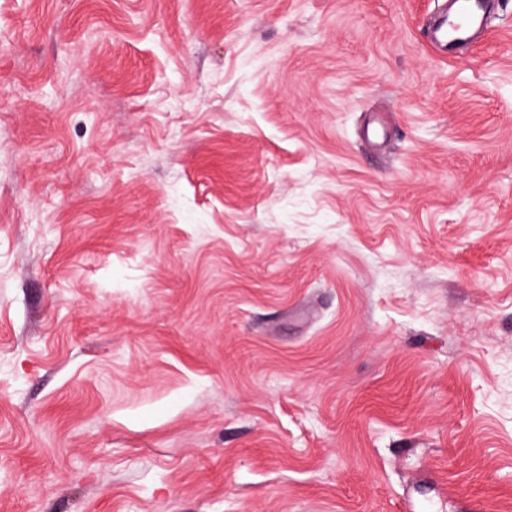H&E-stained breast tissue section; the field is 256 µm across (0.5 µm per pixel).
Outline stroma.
Segmentation results:
<instances>
[{"label":"stroma","instance_id":"stroma-1","mask_svg":"<svg viewBox=\"0 0 512 512\" xmlns=\"http://www.w3.org/2000/svg\"><path fill=\"white\" fill-rule=\"evenodd\" d=\"M507 2L0 0V512H512ZM491 0H450L443 24L430 38L444 50H456L475 42L486 26Z\"/></svg>","mask_w":512,"mask_h":512}]
</instances>
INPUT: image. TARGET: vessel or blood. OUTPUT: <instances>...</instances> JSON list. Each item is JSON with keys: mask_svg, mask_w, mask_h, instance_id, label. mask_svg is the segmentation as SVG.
<instances>
[{"mask_svg": "<svg viewBox=\"0 0 512 512\" xmlns=\"http://www.w3.org/2000/svg\"><path fill=\"white\" fill-rule=\"evenodd\" d=\"M491 4L492 0H449L443 24L430 35L432 42L445 50L471 45L487 23Z\"/></svg>", "mask_w": 512, "mask_h": 512, "instance_id": "b4317fda", "label": "vessel or blood"}]
</instances>
